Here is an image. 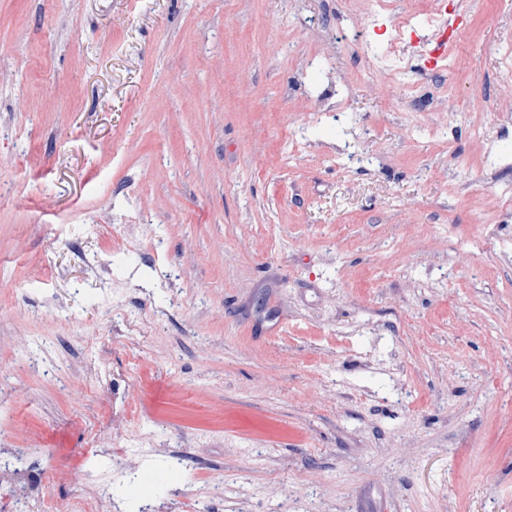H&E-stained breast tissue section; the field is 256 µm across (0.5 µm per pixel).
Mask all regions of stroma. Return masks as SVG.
<instances>
[{
    "label": "stroma",
    "instance_id": "35a3bbf8",
    "mask_svg": "<svg viewBox=\"0 0 512 512\" xmlns=\"http://www.w3.org/2000/svg\"><path fill=\"white\" fill-rule=\"evenodd\" d=\"M462 20L404 84L344 0H0V448L63 505L113 441L127 512H512V0ZM99 387L103 392L108 393L112 399V416L118 426L128 421L129 402L123 392L120 391L119 380L107 372H97Z\"/></svg>",
    "mask_w": 512,
    "mask_h": 512
}]
</instances>
